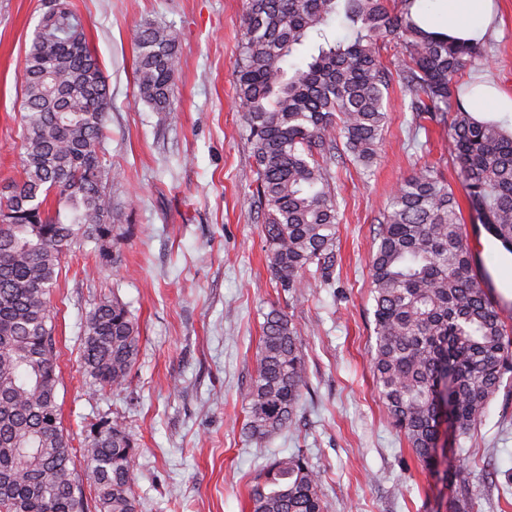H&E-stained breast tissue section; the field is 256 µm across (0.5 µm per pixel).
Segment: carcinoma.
I'll return each mask as SVG.
<instances>
[{"instance_id": "1", "label": "carcinoma", "mask_w": 512, "mask_h": 512, "mask_svg": "<svg viewBox=\"0 0 512 512\" xmlns=\"http://www.w3.org/2000/svg\"><path fill=\"white\" fill-rule=\"evenodd\" d=\"M415 0H246L236 95L255 159L268 266L294 296L307 277L330 281L339 224L333 167L346 157L369 171L394 80L410 109L446 129L448 155L484 230L512 253V132L476 119L457 74L477 46L422 30ZM344 16L353 36L329 40ZM139 99L170 107L179 72L173 32L153 22L133 32ZM401 47L386 64L387 43ZM316 50L305 66L288 63ZM20 179L0 201V512H85L74 457L81 452L97 512H142L133 490L137 442L120 422L72 447L57 402L59 382L51 293L62 259L79 239L116 237L104 162L109 85L82 18L54 0L36 26L24 69ZM56 206L50 208V196ZM370 261L375 346L371 368L393 425L419 465L436 463L442 407L465 437L512 371V329L487 293L488 277L440 173L422 166L385 204ZM255 376L245 396L246 429L269 439L289 428L309 377L301 336L288 314L264 315ZM139 325L117 298L101 301L83 324L81 367L101 390L123 386L135 365ZM321 479L301 453L275 459L252 486L251 512H324Z\"/></svg>"}]
</instances>
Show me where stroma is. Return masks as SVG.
Returning a JSON list of instances; mask_svg holds the SVG:
<instances>
[{
	"mask_svg": "<svg viewBox=\"0 0 512 512\" xmlns=\"http://www.w3.org/2000/svg\"><path fill=\"white\" fill-rule=\"evenodd\" d=\"M86 24L111 93L106 160L122 226L112 261L74 245L51 300L57 402L74 448L96 426L125 423L138 443L134 492L144 512H250L249 490L274 459L303 453L321 475L325 512H454L446 471L464 478L474 512H512V371L469 436L448 435L447 464L421 469L378 398L369 261L389 196L436 164L457 200L465 193L437 127L414 133L400 86L370 174L336 169V272L288 297L267 268L255 160L235 97L238 15L245 0H69ZM483 53L458 78L512 93V0ZM52 0H0V188L19 179L25 56ZM176 34L180 70L169 111L138 96L130 31L143 22ZM470 246L512 325V262L488 235ZM117 297L137 319L139 353L127 383L99 392L82 376L86 316ZM284 310L300 332L310 393L290 430L245 432L244 395L255 373L264 316Z\"/></svg>",
	"mask_w": 512,
	"mask_h": 512,
	"instance_id": "35a3bbf8",
	"label": "stroma"
}]
</instances>
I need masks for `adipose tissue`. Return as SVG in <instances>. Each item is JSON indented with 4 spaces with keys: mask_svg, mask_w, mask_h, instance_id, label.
<instances>
[{
    "mask_svg": "<svg viewBox=\"0 0 512 512\" xmlns=\"http://www.w3.org/2000/svg\"><path fill=\"white\" fill-rule=\"evenodd\" d=\"M411 13L418 25L449 38L480 42L495 19L494 0H415Z\"/></svg>",
    "mask_w": 512,
    "mask_h": 512,
    "instance_id": "obj_1",
    "label": "adipose tissue"
}]
</instances>
